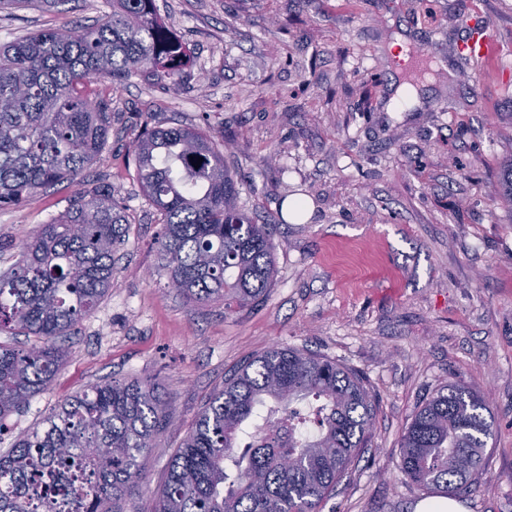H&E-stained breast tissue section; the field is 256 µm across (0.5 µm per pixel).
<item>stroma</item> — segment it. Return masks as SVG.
Returning <instances> with one entry per match:
<instances>
[{
  "label": "stroma",
  "mask_w": 512,
  "mask_h": 512,
  "mask_svg": "<svg viewBox=\"0 0 512 512\" xmlns=\"http://www.w3.org/2000/svg\"><path fill=\"white\" fill-rule=\"evenodd\" d=\"M183 43L179 83L98 75L91 98L111 104L100 160L18 208L0 209V240L17 241L107 183L129 222L115 249L112 289L64 344L49 386L0 430L16 437L89 385L155 380L171 420L141 459L144 485L117 512H153L167 465L208 398L234 370L273 346L308 349L354 367L376 401L371 440L323 512H414L440 489L398 469L414 414L454 381L484 393L494 418L486 472L466 512H512V203L495 191L512 160V0H156ZM109 0L53 11L0 12V44L40 29L93 24ZM498 47L458 77V41L478 23ZM417 44L431 72L407 75L389 48ZM416 105H389L403 83ZM228 140L243 181L239 204L273 224L276 275L256 306L228 315L168 286L161 216L127 154L146 116ZM275 163H266L268 154ZM311 216L281 214L291 193Z\"/></svg>",
  "instance_id": "stroma-1"
}]
</instances>
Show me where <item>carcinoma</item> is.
<instances>
[{
  "instance_id": "cac0c4a2",
  "label": "carcinoma",
  "mask_w": 512,
  "mask_h": 512,
  "mask_svg": "<svg viewBox=\"0 0 512 512\" xmlns=\"http://www.w3.org/2000/svg\"><path fill=\"white\" fill-rule=\"evenodd\" d=\"M69 0H0V11ZM187 54L156 0H112L85 29H42L0 46V209L19 207L97 162L111 113L85 95L108 74L178 78ZM141 189L162 216L157 244L168 282L187 302L231 314L260 302L275 277L274 225L238 205L237 174L216 137L187 125L144 124L131 149ZM202 160L196 168L193 162ZM497 193L512 202V162ZM125 207L112 186L78 193L50 223L14 244L0 274V333L35 338L0 345V429L53 379L57 337L76 328L112 289ZM319 402L317 431H301L298 404ZM479 392L448 383L413 416L399 471L421 487L474 493L491 422ZM376 403L363 376L334 359L274 347L242 365L210 396L171 458L153 512H321L366 447ZM170 418L158 383H95L64 400L0 455V512H109L139 492L140 458Z\"/></svg>"
}]
</instances>
